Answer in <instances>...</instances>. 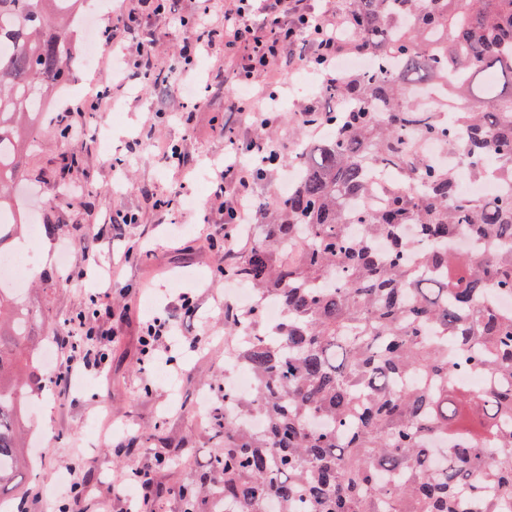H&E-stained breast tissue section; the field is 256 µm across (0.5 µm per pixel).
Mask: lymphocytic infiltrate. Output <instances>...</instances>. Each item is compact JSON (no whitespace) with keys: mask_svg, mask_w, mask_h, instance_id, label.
<instances>
[{"mask_svg":"<svg viewBox=\"0 0 512 512\" xmlns=\"http://www.w3.org/2000/svg\"><path fill=\"white\" fill-rule=\"evenodd\" d=\"M351 26L349 12L336 0H230L223 14L215 16L206 9L193 19L192 38L177 65L180 71H189L199 46L223 41L225 55L235 60L230 80L233 92L225 96L224 109L240 114L253 127L266 128L279 121L274 106L278 93L268 85L275 68L297 73L308 66L324 83L335 82L342 56L353 50L352 42L343 39ZM161 38L160 32H153L149 40L122 55L120 83L141 86L153 77L154 48ZM260 170L257 164L225 166L214 190L224 201V221L205 225L198 235L200 241L211 246L223 236L225 226L261 222L265 208L254 193ZM86 325L82 318L71 322L58 339L60 380H70L91 366L106 367L105 355L93 353L83 341Z\"/></svg>","mask_w":512,"mask_h":512,"instance_id":"1","label":"lymphocytic infiltrate"}]
</instances>
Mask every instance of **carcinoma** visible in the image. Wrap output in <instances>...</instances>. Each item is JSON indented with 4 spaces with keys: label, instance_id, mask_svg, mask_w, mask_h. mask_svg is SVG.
<instances>
[{
    "label": "carcinoma",
    "instance_id": "1",
    "mask_svg": "<svg viewBox=\"0 0 512 512\" xmlns=\"http://www.w3.org/2000/svg\"><path fill=\"white\" fill-rule=\"evenodd\" d=\"M80 0H0V245L24 214L27 126L71 75ZM375 64L324 88L329 134L276 164L300 176L224 277L257 295L224 305L227 350L255 376L224 393L220 450L184 512H483L512 499V193L463 198L458 172L419 156L437 143L477 180L512 183V0H349ZM385 208L353 206L376 175ZM466 236L483 257L455 248ZM272 298L282 319L267 321ZM42 315L0 286V495L21 507L27 451L18 401L43 391ZM503 452L486 455V445Z\"/></svg>",
    "mask_w": 512,
    "mask_h": 512
}]
</instances>
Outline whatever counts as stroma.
<instances>
[{
  "mask_svg": "<svg viewBox=\"0 0 512 512\" xmlns=\"http://www.w3.org/2000/svg\"><path fill=\"white\" fill-rule=\"evenodd\" d=\"M130 5L131 0H83L80 15L91 28L78 33V57L69 81L37 116L26 180L19 187L29 220L59 228L55 235L39 238L34 264L38 281L27 295L45 315L39 333L47 339L46 350L57 352L58 336L99 291L96 278L67 279L58 264L61 248H68L74 264L84 248L96 251L111 266L118 287L107 313L94 320L115 333L107 369L85 373L64 392L53 382L55 368H42L49 387L23 402L31 463L22 471L21 487L29 495L43 494L27 512H59L63 499L58 478L72 471L86 485L80 512H126V498L117 492L126 455L116 446L128 427L140 435V460L165 459L153 473L155 484L167 489L157 512H182L175 489L192 486L213 453L211 409L224 393V280L217 274L224 251L198 248L194 238L201 225L222 220L211 203V176L224 165L226 132L241 141L250 135L239 115L224 109L228 86L210 78L231 66L223 45L203 47L195 68L183 77L187 83H207V99L198 107L174 94L166 82L156 88L113 87L111 74L90 63L91 37L120 24ZM200 7L199 0H177L172 16L142 19L131 33L136 41L155 29L165 30L154 58L156 72L168 74L188 36L181 19ZM95 84L110 88L112 103L123 108L121 121L111 126L108 147L100 135L103 115L85 108ZM316 97L312 88L289 93V105L269 133L281 154L296 153L301 138H319L318 130L302 133L297 128L300 111ZM77 106L88 131L80 142L63 138L57 128L58 115ZM173 144L181 148V161L170 158ZM73 154L80 160L78 169L63 171L64 157ZM67 184L84 186L83 199L67 196ZM111 210L134 211L139 221L113 236L102 225ZM129 242L150 249L151 257L126 260ZM123 287L153 299L152 312L158 316L178 314L181 293H191L195 300L196 314L172 338L171 350H158L150 362L140 360L136 322L124 319Z\"/></svg>",
  "mask_w": 512,
  "mask_h": 512,
  "instance_id": "stroma-1",
  "label": "stroma"
}]
</instances>
